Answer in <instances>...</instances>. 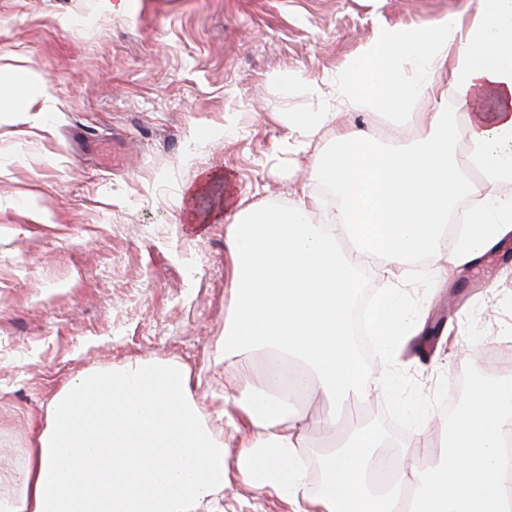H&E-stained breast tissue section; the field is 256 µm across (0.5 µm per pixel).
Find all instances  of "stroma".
<instances>
[{"instance_id":"obj_1","label":"stroma","mask_w":512,"mask_h":512,"mask_svg":"<svg viewBox=\"0 0 512 512\" xmlns=\"http://www.w3.org/2000/svg\"><path fill=\"white\" fill-rule=\"evenodd\" d=\"M476 0H0V66L44 79L49 117L0 112V468L23 467L40 416L76 375L128 357L186 364L201 413L224 402L219 345L230 254L224 196L292 207L301 194L331 223L336 200L312 171L336 149L323 128L288 148L289 120L320 106L328 83L381 26L469 15ZM412 114L349 109L347 129L385 143ZM216 180L205 193L203 174ZM445 254L404 264L418 335L395 351L393 398L346 405L341 427L365 423L385 454L424 458L408 410L444 443L448 400L483 379L512 378V263L473 281L469 266L436 276ZM479 341L482 357L460 351ZM317 488L322 407L296 398ZM221 512H294L227 470Z\"/></svg>"}]
</instances>
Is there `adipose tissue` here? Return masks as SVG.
<instances>
[{"label":"adipose tissue","mask_w":512,"mask_h":512,"mask_svg":"<svg viewBox=\"0 0 512 512\" xmlns=\"http://www.w3.org/2000/svg\"><path fill=\"white\" fill-rule=\"evenodd\" d=\"M447 66L448 87L433 79ZM2 88L0 112L52 99L46 85L7 67ZM423 99L430 109L414 112ZM347 105L414 112L419 134L381 147L338 132L336 152L315 166L340 199L335 223H311L319 203L304 194L289 209L239 208L225 225L222 407L201 415L189 368L174 362L130 357L80 374L50 401L22 474L0 471V512H217L224 434L240 430L238 477L297 503L296 512H512V452L502 449L512 435L511 380L475 385L432 464H399L381 454L380 430L353 425L321 456V490L309 499L305 418L289 412L276 371L300 372L304 392L327 404L320 424L331 431L349 401L373 388L392 394V351L415 332L398 270L442 246L448 216L470 190L457 141L471 146L475 166L512 177V0H478L473 15L433 26L380 27L321 110L292 117L294 145L309 144ZM511 233L512 198L487 183L449 262L471 263ZM372 256L384 258L387 277L368 319L383 352L376 376L354 347L350 318L355 273ZM384 468L391 482L371 487Z\"/></svg>","instance_id":"obj_1"}]
</instances>
